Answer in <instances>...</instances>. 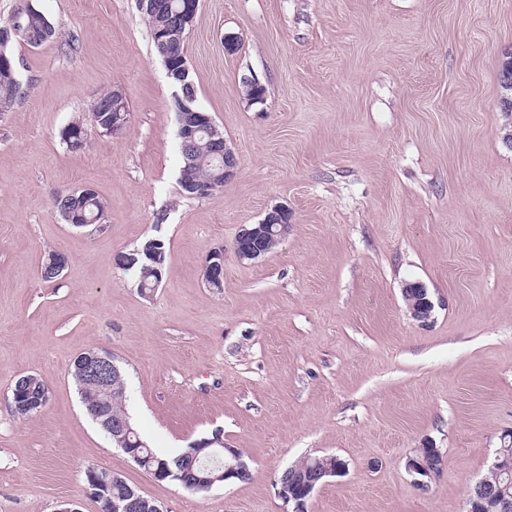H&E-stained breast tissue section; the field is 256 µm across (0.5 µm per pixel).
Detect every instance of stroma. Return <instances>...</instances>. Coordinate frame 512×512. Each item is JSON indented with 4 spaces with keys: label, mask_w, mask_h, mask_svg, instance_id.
<instances>
[{
    "label": "stroma",
    "mask_w": 512,
    "mask_h": 512,
    "mask_svg": "<svg viewBox=\"0 0 512 512\" xmlns=\"http://www.w3.org/2000/svg\"><path fill=\"white\" fill-rule=\"evenodd\" d=\"M32 4L56 35L13 44L21 93L0 112V512H100L90 467L165 512H286L275 481L309 454L348 471L307 512H465L512 434V114L499 81L512 0H201L190 75L239 160L204 197L180 190L176 88L135 0ZM249 76L263 102L248 101ZM114 87L130 112L118 137L92 114ZM75 117L88 144L73 153L59 132ZM83 185L107 205L103 230L51 204ZM277 205L285 240L238 261L241 225ZM152 237L167 260L145 296L114 257ZM219 247L220 291L203 279ZM52 251L68 264L46 282ZM415 281L435 305L425 324L402 297ZM90 349L124 369L154 450L219 429L250 480L193 494L113 447L69 373ZM24 375L49 392L27 419L12 410ZM424 446L444 464L421 491L406 461Z\"/></svg>",
    "instance_id": "1"
}]
</instances>
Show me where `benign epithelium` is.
Instances as JSON below:
<instances>
[{"label":"benign epithelium","instance_id":"7a95c632","mask_svg":"<svg viewBox=\"0 0 512 512\" xmlns=\"http://www.w3.org/2000/svg\"><path fill=\"white\" fill-rule=\"evenodd\" d=\"M200 7V0H179V5L169 12L172 24L168 29H161L158 34V42L161 44L167 41V32L187 35L196 18ZM92 111L95 112V119L103 128L104 134L117 136L124 133L129 123V110L120 89H112V104L105 105L96 100L93 103ZM179 116V137L183 142L195 138L205 115L201 112H180ZM213 154L219 159L223 172L211 174L199 179L196 190L206 196L219 189L216 181L224 178L229 182L237 173L238 158L235 151L223 143L217 147ZM288 214L283 206H276L267 213L259 224H243L234 241V253L241 262H255L263 259L267 251L260 247V243L266 239L283 240L288 235ZM204 279L207 286L224 279V249H214L209 252L205 260ZM403 298L407 303V311L410 316L420 322H427L434 309V304L428 298L427 289L419 283H407L402 289ZM76 374L88 383L97 387L112 385L119 393L126 390V379L123 370L117 365L111 353L100 350H89L75 359ZM90 415L95 420H101V424L111 434L112 445L129 455L136 463L142 464L135 446L138 442L130 440L132 428L125 419L116 422L110 421L106 411L101 406H88ZM209 445L215 448L216 454H224V464L205 466L206 475L192 474L191 481L205 491L231 482L232 479L243 480L251 476L247 463L238 449L229 448L224 445L221 433L209 439ZM496 473H512V448L499 449L493 462ZM408 471L415 475L413 483L415 486L426 490L430 487L432 480L439 474V470L431 467L428 460L420 457L419 454L410 456L407 460ZM346 474V464L339 458H330L328 461L311 463V458L289 466L276 480L278 495L283 503L291 508V512H305L306 501L310 499L315 490L330 478L342 477ZM499 501L500 512H512V499L496 490L491 481L483 478L471 487L470 501L467 512H480V507L490 498ZM147 504L142 495L131 492L126 498L110 499L101 507V512H140Z\"/></svg>","mask_w":512,"mask_h":512}]
</instances>
